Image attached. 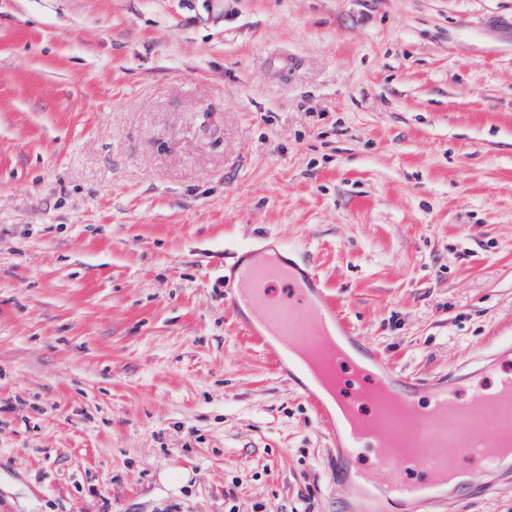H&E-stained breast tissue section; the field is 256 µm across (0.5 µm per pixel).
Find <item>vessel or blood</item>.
Instances as JSON below:
<instances>
[{
  "label": "vessel or blood",
  "mask_w": 512,
  "mask_h": 512,
  "mask_svg": "<svg viewBox=\"0 0 512 512\" xmlns=\"http://www.w3.org/2000/svg\"><path fill=\"white\" fill-rule=\"evenodd\" d=\"M232 288L224 299L252 304L254 321L245 322L250 335L266 327L285 343L311 348L320 330L359 347V338L327 295V286L308 264L293 261L287 247L263 240L247 250L230 269ZM370 365L361 380L346 379L334 404L352 408L359 395L380 388L402 403L403 415L385 416L379 442L368 444L339 424L316 388L300 383L297 368L279 364L281 375L297 384L301 396L316 410L336 446L333 474L343 490H357L346 512H391L392 508L450 488L459 497L486 493L512 484V447L496 443L500 432L512 430V345L481 351L452 368L447 378L420 380L404 376L381 355L364 351ZM468 399H461V392ZM413 429L420 453L408 461L387 456L389 435ZM371 452L372 472L356 463Z\"/></svg>",
  "instance_id": "vessel-or-blood-1"
}]
</instances>
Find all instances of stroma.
Listing matches in <instances>:
<instances>
[{"mask_svg": "<svg viewBox=\"0 0 512 512\" xmlns=\"http://www.w3.org/2000/svg\"><path fill=\"white\" fill-rule=\"evenodd\" d=\"M261 236L408 376L512 339V0H0V512H343ZM291 254L269 238L247 250L230 268V275L224 276L239 286L224 291L225 302L238 310L239 299H249L256 320L283 343L314 348L319 330L326 328L330 336L357 349L359 338L327 296L326 284L307 263L293 261ZM274 287L281 288V296L271 292Z\"/></svg>", "mask_w": 512, "mask_h": 512, "instance_id": "1", "label": "stroma"}]
</instances>
